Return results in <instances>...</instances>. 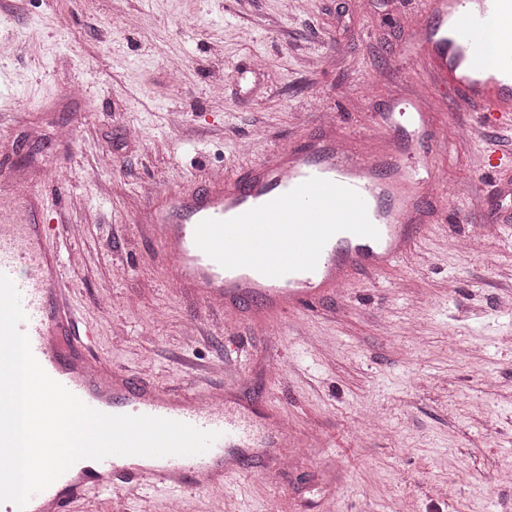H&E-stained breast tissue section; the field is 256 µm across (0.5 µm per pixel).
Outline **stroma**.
Instances as JSON below:
<instances>
[{"mask_svg":"<svg viewBox=\"0 0 512 512\" xmlns=\"http://www.w3.org/2000/svg\"><path fill=\"white\" fill-rule=\"evenodd\" d=\"M289 2L5 0L0 198L23 171L53 218L80 227L66 282L98 356L172 390L219 386L213 362L239 369L241 395L299 442L295 468L264 460L185 493L181 512H512V223L431 225L412 255L316 309L229 328L168 282L136 221L142 183L242 175L321 114L367 136L368 113L398 91L382 79L400 60L397 20L418 22L421 0ZM430 81L419 65L408 77L448 138L431 156L443 193L512 207L478 160L512 128L485 126L482 105ZM75 508L168 512L153 491L95 490Z\"/></svg>","mask_w":512,"mask_h":512,"instance_id":"obj_1","label":"stroma"}]
</instances>
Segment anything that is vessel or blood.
Wrapping results in <instances>:
<instances>
[{
	"mask_svg": "<svg viewBox=\"0 0 512 512\" xmlns=\"http://www.w3.org/2000/svg\"><path fill=\"white\" fill-rule=\"evenodd\" d=\"M489 3L495 7L502 55L497 74L482 82L459 74L457 63L478 53L483 7ZM405 58L422 61L435 85L460 90L462 104H484L487 125H512V0H426L420 35L407 43ZM372 125L380 144L373 154L356 150L335 125L323 122L303 145L271 150L242 178L207 171L200 189L169 193L163 203L140 211L136 220L159 244L172 284L198 292L207 304L226 312L250 309L266 319L309 308L349 285L354 274L381 273L410 253L443 209L434 201L437 175L428 155L407 150L403 143L436 142V129L417 95L393 99L386 110L374 113ZM312 177L356 191L366 202L378 239L337 233L315 270L279 278L250 268H223L196 246L194 232L202 220L239 216ZM60 230L49 223L35 190L0 210V273L21 294L26 319L20 329L44 371L92 409L177 420L220 437L201 455L110 456L86 467L71 466L34 494L25 510L5 503L0 512H71L85 490L116 487L164 490L174 502L187 489L223 485L247 465L249 449L286 447L282 434H266L258 421L225 398L223 388L202 398L188 390L176 393L137 383L97 357L95 332L79 325L62 249L53 242Z\"/></svg>",
	"mask_w": 512,
	"mask_h": 512,
	"instance_id": "obj_1",
	"label": "vessel or blood"
}]
</instances>
